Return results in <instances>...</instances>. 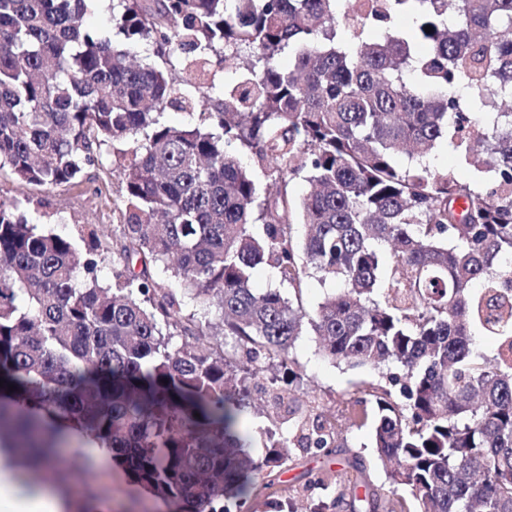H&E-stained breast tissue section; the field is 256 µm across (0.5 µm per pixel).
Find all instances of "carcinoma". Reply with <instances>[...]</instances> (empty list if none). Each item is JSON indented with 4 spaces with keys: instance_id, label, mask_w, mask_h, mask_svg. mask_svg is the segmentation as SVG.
Masks as SVG:
<instances>
[{
    "instance_id": "cac0c4a2",
    "label": "carcinoma",
    "mask_w": 512,
    "mask_h": 512,
    "mask_svg": "<svg viewBox=\"0 0 512 512\" xmlns=\"http://www.w3.org/2000/svg\"><path fill=\"white\" fill-rule=\"evenodd\" d=\"M102 2L0 0V170L52 189L108 154L122 189L112 236L40 230L0 195V441L55 476L48 440L77 428L159 512L240 508L288 455L252 454L239 425L258 369L212 337L285 363L307 333L334 363L401 370V401L375 394L392 495L415 512H512V0H112L106 23ZM139 45L154 63L134 62ZM444 141L475 180L398 159ZM262 265L279 287L251 286ZM314 273L339 288L310 315L284 289ZM274 400L297 416L288 445L346 447ZM66 469L94 499L80 452ZM313 486V512H358L343 482Z\"/></svg>"
}]
</instances>
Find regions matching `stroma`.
Masks as SVG:
<instances>
[{"label": "stroma", "instance_id": "35a3bbf8", "mask_svg": "<svg viewBox=\"0 0 512 512\" xmlns=\"http://www.w3.org/2000/svg\"><path fill=\"white\" fill-rule=\"evenodd\" d=\"M0 194L28 198L31 222L59 233L71 232L78 224H96L109 234L120 222L116 206L118 181L102 170L78 184L51 190L18 183L4 173L0 175ZM292 359L288 367L277 358L257 359L256 366L261 373L259 379L250 383L252 407L247 413L250 429L257 436L269 429L288 432V423L283 414L274 411L269 395L270 390L286 389L294 405L332 421L347 446L331 456L289 449L288 468L281 474L279 483L264 490L260 497L249 499L242 512H285L291 503L304 512L317 496L316 490L309 486L310 481L330 475L337 461L352 455L361 460L373 487L387 484L385 471L372 448L375 399L370 389L384 384L382 370L332 363L319 354L314 338L309 335L299 337ZM76 450L93 461V470L99 476L97 498L104 512H151L152 502L144 499L138 488L114 468L111 459L95 458L90 440L73 438L57 447L58 455L63 458Z\"/></svg>", "mask_w": 512, "mask_h": 512}]
</instances>
